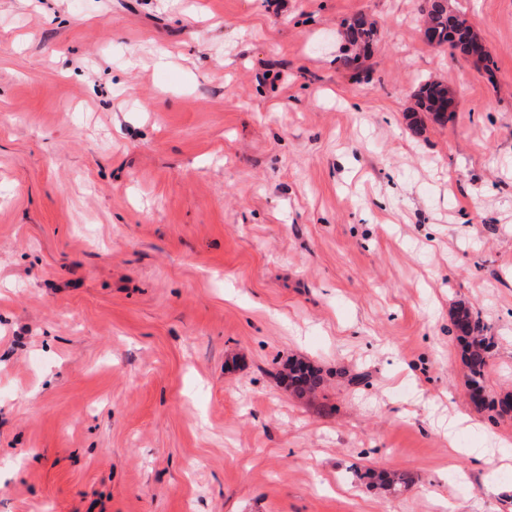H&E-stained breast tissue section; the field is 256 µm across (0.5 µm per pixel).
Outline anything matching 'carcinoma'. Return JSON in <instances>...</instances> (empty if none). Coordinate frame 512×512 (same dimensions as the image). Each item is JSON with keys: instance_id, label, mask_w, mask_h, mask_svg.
I'll list each match as a JSON object with an SVG mask.
<instances>
[{"instance_id": "obj_1", "label": "carcinoma", "mask_w": 512, "mask_h": 512, "mask_svg": "<svg viewBox=\"0 0 512 512\" xmlns=\"http://www.w3.org/2000/svg\"><path fill=\"white\" fill-rule=\"evenodd\" d=\"M428 30L437 39L438 45L451 50L466 53L465 39L473 35L471 26L461 15L448 9L444 0H431V5L423 9ZM345 35L350 46L364 51L370 50L377 41L376 23L364 15H357L344 24ZM446 95L441 84L426 82L416 94L418 107L424 112H432L438 119H448V113L437 112L435 107L440 98ZM453 326L462 344V363L464 377L469 389L472 403L480 410L490 412L489 418L497 421L512 416V409L504 403L512 400L505 396L501 399L484 394V383L492 352L495 347L494 337L488 333L481 317L466 307L456 310ZM289 385L298 393L313 392L320 383L319 371L303 361H294L287 366Z\"/></svg>"}]
</instances>
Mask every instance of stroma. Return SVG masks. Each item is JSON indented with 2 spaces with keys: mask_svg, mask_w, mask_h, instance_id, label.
Listing matches in <instances>:
<instances>
[{
  "mask_svg": "<svg viewBox=\"0 0 512 512\" xmlns=\"http://www.w3.org/2000/svg\"><path fill=\"white\" fill-rule=\"evenodd\" d=\"M452 2L494 79L423 0H0V512H512L452 323L512 393V0ZM425 12V23L428 30L437 39L438 45L446 46L453 51L457 49L467 54L465 50V39L475 36L467 20L460 14L448 10V1L432 0L431 5L422 10ZM423 38L427 44L438 47L436 40H432L430 32L423 28ZM345 35L351 47L368 51L377 41L378 28L374 21L364 15H357L345 22ZM445 95L447 93L441 84L425 82L416 94L418 107L424 112H432L438 119L448 120V112H435L439 99ZM453 326L462 344L464 377L472 403L479 410L492 413L489 414V418L495 422L506 416L511 417L512 407L509 410L503 406L505 402L511 401V397L506 395L496 399L484 394L485 377L495 347L494 336L488 333V328L479 314H474L466 307H459L456 310ZM286 370L289 385L298 393L313 392L321 383L319 371L306 362L294 361Z\"/></svg>",
  "mask_w": 512,
  "mask_h": 512,
  "instance_id": "1",
  "label": "stroma"
}]
</instances>
